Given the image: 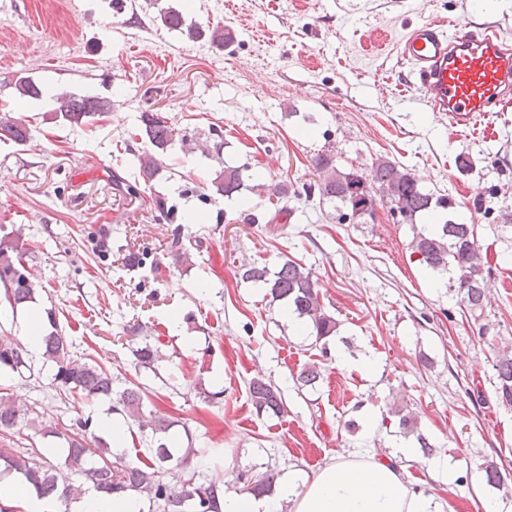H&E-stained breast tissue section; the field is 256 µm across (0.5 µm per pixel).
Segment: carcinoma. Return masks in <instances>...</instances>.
<instances>
[{
    "instance_id": "obj_1",
    "label": "carcinoma",
    "mask_w": 512,
    "mask_h": 512,
    "mask_svg": "<svg viewBox=\"0 0 512 512\" xmlns=\"http://www.w3.org/2000/svg\"><path fill=\"white\" fill-rule=\"evenodd\" d=\"M13 87L21 98H37L42 91L27 76H18ZM55 107L50 120L70 126H81L112 111L110 98L82 95L63 91L54 97ZM141 135L148 141L151 151L139 158L138 179L120 187L131 198L141 197L140 183L154 181L163 171L162 157L175 140V130L167 118L157 112L141 115ZM22 144L29 138V127L24 120L10 113H0V139ZM318 172L319 199L336 204L339 217L347 215L362 219L372 215L376 200L389 205L392 215L401 222L415 224L424 216L440 210H451V198L425 191L417 178L387 158L376 159L370 170L359 172L340 169L334 159L321 154L314 160ZM210 185L216 193L227 197L240 192L242 179L238 169L227 167ZM258 197L288 196L285 184L265 183L252 187ZM412 253L418 261L434 273L449 274V287L453 288L461 305L475 313L483 311L485 304L484 274L486 261L474 236V225L452 218L441 224H426L413 236ZM27 243L21 234L0 237V283L12 310L34 299L33 288L23 258ZM241 278L261 284L267 289L271 302H280L300 318L308 319V327L316 340L336 335L339 321L327 313L320 300L318 282L312 271L302 264L287 259L276 268L254 263L243 268ZM137 365L151 368L162 359L159 347L150 343L135 350ZM55 367L53 384L80 398H107L112 410L126 419L138 423L139 431L153 443L146 460L139 463L115 454L101 436L88 439L90 419L77 421L76 426H58L47 431L66 444L63 462L56 463L42 452L22 453L13 448H0V470L15 473L31 485L38 496L53 497L59 503V512H69L71 504L86 492L89 484L98 492L130 493L144 496L148 512H221L220 500L224 489L213 483H199L194 478L167 476L184 468L195 455L192 446L179 448L171 444L169 432L174 422L144 414V396L133 385L114 389L112 373L105 368L82 361L71 354L70 345L59 330L44 337L43 364ZM497 395L505 406L512 407V355L503 352L496 356ZM8 370L20 377L33 371L27 350L16 340L0 338V370ZM250 401L259 414L278 416L284 412V397L280 387L262 378L248 383ZM31 410L17 404L11 395L0 391V432L9 434L31 425ZM398 428L404 435L413 434L420 451L432 455L434 446L418 430V421L412 415L399 416ZM275 475L263 474V479L244 486V491L256 495L270 492Z\"/></svg>"
}]
</instances>
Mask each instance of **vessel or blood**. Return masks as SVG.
<instances>
[{
    "instance_id": "b4317fda",
    "label": "vessel or blood",
    "mask_w": 512,
    "mask_h": 512,
    "mask_svg": "<svg viewBox=\"0 0 512 512\" xmlns=\"http://www.w3.org/2000/svg\"><path fill=\"white\" fill-rule=\"evenodd\" d=\"M398 54L418 76L431 111L449 126L467 127L477 117L512 106V49L496 28L425 22L398 44Z\"/></svg>"
}]
</instances>
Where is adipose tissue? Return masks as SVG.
<instances>
[{
  "label": "adipose tissue",
  "mask_w": 512,
  "mask_h": 512,
  "mask_svg": "<svg viewBox=\"0 0 512 512\" xmlns=\"http://www.w3.org/2000/svg\"><path fill=\"white\" fill-rule=\"evenodd\" d=\"M291 512H440L433 498L412 490L388 461L350 453L325 465L301 492L285 486L279 496L228 492L222 512H280L281 501Z\"/></svg>",
  "instance_id": "1"
}]
</instances>
